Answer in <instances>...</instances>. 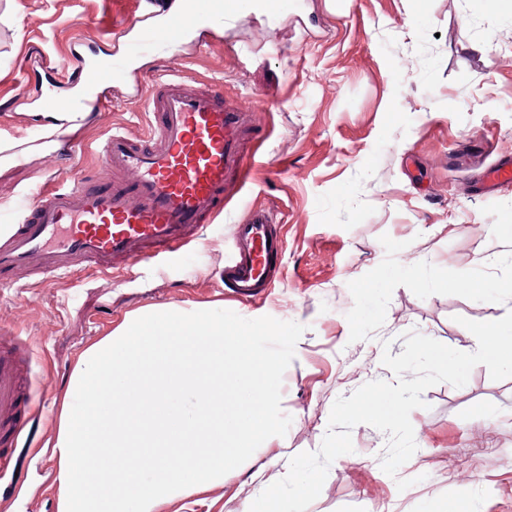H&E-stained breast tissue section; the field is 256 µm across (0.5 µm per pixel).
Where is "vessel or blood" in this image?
I'll list each match as a JSON object with an SVG mask.
<instances>
[{"label":"vessel or blood","mask_w":512,"mask_h":512,"mask_svg":"<svg viewBox=\"0 0 512 512\" xmlns=\"http://www.w3.org/2000/svg\"><path fill=\"white\" fill-rule=\"evenodd\" d=\"M288 0H185L172 15L158 14L146 26L123 22L122 51L79 59L75 67L77 108H105L99 90L120 78L128 65L147 54H165L214 17L238 19L248 8L270 13ZM151 116L146 134L115 132L96 143L101 163L95 180L58 177L29 202L7 231L0 233V285L17 284L20 274L66 276L79 268L123 273L152 259L178 261L204 230L223 214L230 183H244L253 166L241 151L251 120L224 98V84L199 87L185 79L163 80L145 99ZM512 182V159L501 160L479 182L488 194ZM285 241L274 210L250 206L231 230V253L224 261V291L236 300L254 298L278 280ZM16 366L0 353V416L22 433L29 413L22 401Z\"/></svg>","instance_id":"1"}]
</instances>
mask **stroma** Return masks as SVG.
<instances>
[{
    "mask_svg": "<svg viewBox=\"0 0 512 512\" xmlns=\"http://www.w3.org/2000/svg\"><path fill=\"white\" fill-rule=\"evenodd\" d=\"M141 11L138 0H0V138L23 151L0 161V226L58 173L96 178V156L41 149L34 114L42 96H69L74 42L120 40V23ZM161 74L223 78L250 115L244 152L257 176L225 196L205 243L177 264L0 288V336L16 337L18 373L42 393L24 435L0 433V512H59L52 445L70 374L86 348L146 314L225 309L303 325L282 381L286 435L164 507L249 512L295 455L318 450L338 397L394 381L381 356L399 355L406 332L469 352L460 318L512 310V185L477 190L487 167L512 157V0H294L232 29L218 19L169 54L134 61L77 137L143 134V95ZM254 204L275 209L286 250L275 288L240 303L225 299L219 274L231 226ZM423 398L410 414L414 461L389 476L387 434L357 425L353 453L332 462L307 512H512V461L501 457L512 449V378L478 365L465 386L442 382ZM401 478L411 487L399 490Z\"/></svg>",
    "mask_w": 512,
    "mask_h": 512,
    "instance_id": "1",
    "label": "stroma"
}]
</instances>
